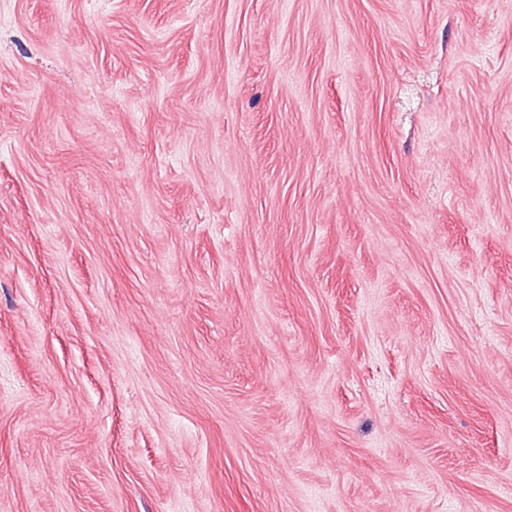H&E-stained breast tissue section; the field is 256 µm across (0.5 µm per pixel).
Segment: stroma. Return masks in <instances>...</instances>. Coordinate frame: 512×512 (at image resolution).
Masks as SVG:
<instances>
[{
	"label": "stroma",
	"mask_w": 512,
	"mask_h": 512,
	"mask_svg": "<svg viewBox=\"0 0 512 512\" xmlns=\"http://www.w3.org/2000/svg\"><path fill=\"white\" fill-rule=\"evenodd\" d=\"M0 512H512V0H0Z\"/></svg>",
	"instance_id": "1"
}]
</instances>
